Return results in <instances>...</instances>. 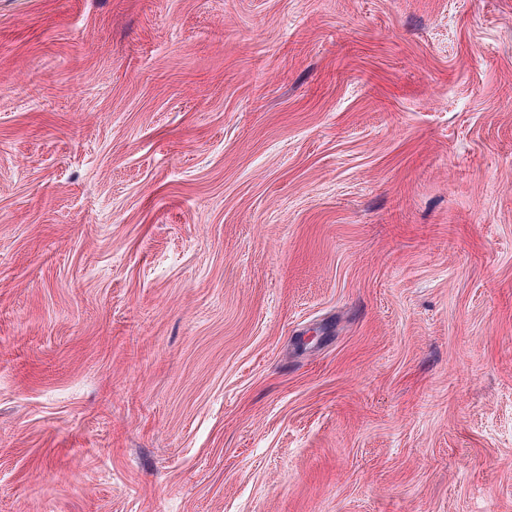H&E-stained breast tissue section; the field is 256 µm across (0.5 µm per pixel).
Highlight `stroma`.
<instances>
[{
    "mask_svg": "<svg viewBox=\"0 0 512 512\" xmlns=\"http://www.w3.org/2000/svg\"><path fill=\"white\" fill-rule=\"evenodd\" d=\"M0 512H512V0H0Z\"/></svg>",
    "mask_w": 512,
    "mask_h": 512,
    "instance_id": "obj_1",
    "label": "stroma"
}]
</instances>
